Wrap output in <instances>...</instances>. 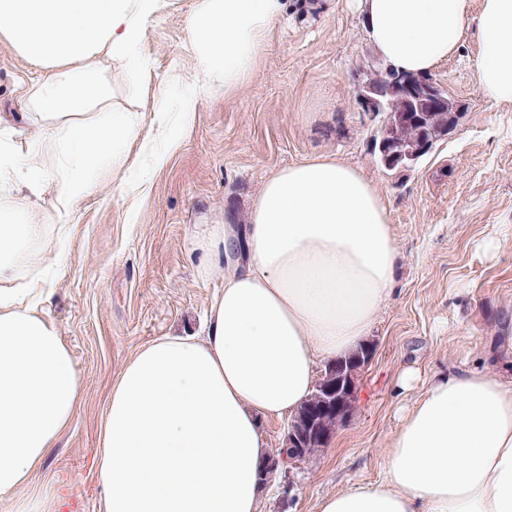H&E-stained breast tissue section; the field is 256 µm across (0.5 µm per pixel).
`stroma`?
Returning <instances> with one entry per match:
<instances>
[{"label": "stroma", "mask_w": 512, "mask_h": 512, "mask_svg": "<svg viewBox=\"0 0 512 512\" xmlns=\"http://www.w3.org/2000/svg\"><path fill=\"white\" fill-rule=\"evenodd\" d=\"M197 0H169L143 29L142 71L102 60L118 109L143 112L119 172L102 166L66 210L48 184L51 216L39 247L55 256L45 310L86 381L82 405L37 477L64 498V512H98V431L112 382L159 336L198 335L222 271L200 277L191 259L199 225L248 222L250 202L278 167L333 156L361 168L383 194L400 260L394 291L368 336L376 349L355 406L329 445L261 485L260 512H318L321 500L374 483L406 412L427 381L475 365L512 378L497 356L498 329L512 317V104L480 90V45L468 28L458 51L430 74L460 104L457 126L409 171L384 170L374 124L355 88L378 61L351 0H287L253 72L231 90L199 97L178 126L198 77L188 21ZM40 72L0 34V113L14 112ZM169 116L160 136L158 108ZM412 370L417 380L403 387Z\"/></svg>", "instance_id": "obj_1"}]
</instances>
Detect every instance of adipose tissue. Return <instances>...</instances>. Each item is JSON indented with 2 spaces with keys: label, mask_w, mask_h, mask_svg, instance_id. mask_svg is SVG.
Instances as JSON below:
<instances>
[{
  "label": "adipose tissue",
  "mask_w": 512,
  "mask_h": 512,
  "mask_svg": "<svg viewBox=\"0 0 512 512\" xmlns=\"http://www.w3.org/2000/svg\"><path fill=\"white\" fill-rule=\"evenodd\" d=\"M379 58L427 74L476 21L478 84L512 104V0H354ZM163 0H0V33L45 73L23 111L0 113V501L9 512H61L35 480L80 407L84 379L19 279L45 228L46 173L21 161L20 129L59 155L57 198L70 205L98 163L122 170L144 122L104 103L100 57L132 71L143 24ZM285 0H199L189 20L203 84L231 89L251 73ZM203 275L223 269L202 336H160L112 383L95 478L100 512H259L266 455L259 416L295 413L318 362L358 349L393 291L399 251L383 195L357 167L319 156L273 170L244 231L196 234ZM320 512H512V379L476 367L424 388L387 450L384 475L323 498Z\"/></svg>",
  "instance_id": "obj_1"
}]
</instances>
